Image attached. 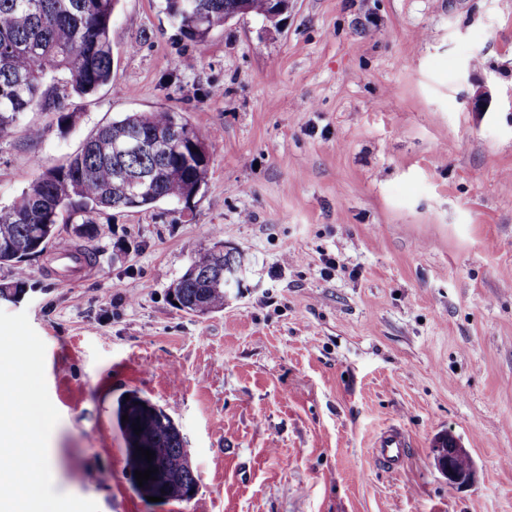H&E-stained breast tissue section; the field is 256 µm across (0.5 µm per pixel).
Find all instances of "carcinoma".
<instances>
[{"instance_id":"1","label":"carcinoma","mask_w":512,"mask_h":512,"mask_svg":"<svg viewBox=\"0 0 512 512\" xmlns=\"http://www.w3.org/2000/svg\"><path fill=\"white\" fill-rule=\"evenodd\" d=\"M120 0H0V139L9 136L20 118L35 108H60L59 88L87 96L112 80V18ZM237 0H165L170 22L198 42L224 26ZM182 137L172 141L169 156L122 155L113 139L123 133ZM198 131L171 110L134 112L99 127L66 163L45 168L7 207L0 209V265L16 269L13 285L0 286V297L25 284L19 251L32 249L38 239L49 244L56 237L58 217H77L79 238L96 233L92 215L106 209L147 210L162 201L188 200L206 183L210 156L196 152ZM155 172L156 187L145 186L129 198V186L119 173ZM229 259L206 248L191 260L169 288L179 309L205 316L224 309V283L215 281ZM125 431L155 452L162 463L170 499L188 500L198 477L189 463L186 441L163 410L140 423L135 434V408L127 411Z\"/></svg>"}]
</instances>
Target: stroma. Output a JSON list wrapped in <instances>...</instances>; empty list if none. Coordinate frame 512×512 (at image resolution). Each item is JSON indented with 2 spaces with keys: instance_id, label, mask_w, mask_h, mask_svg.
Wrapping results in <instances>:
<instances>
[{
  "instance_id": "1",
  "label": "stroma",
  "mask_w": 512,
  "mask_h": 512,
  "mask_svg": "<svg viewBox=\"0 0 512 512\" xmlns=\"http://www.w3.org/2000/svg\"><path fill=\"white\" fill-rule=\"evenodd\" d=\"M164 7L121 0L111 83L0 140V208L132 112L182 113L211 155L189 203L94 214L90 240L58 224L96 261L65 284L32 255L0 299L46 345L55 492L99 512H512V0H291L278 27L237 17L202 44ZM216 242L238 286L177 309L170 284ZM132 399L185 437L191 499L137 490ZM392 423L397 473L372 453ZM448 434L473 484L438 471ZM410 440L400 424L383 429L373 444L375 458L391 470H397L407 456Z\"/></svg>"
}]
</instances>
